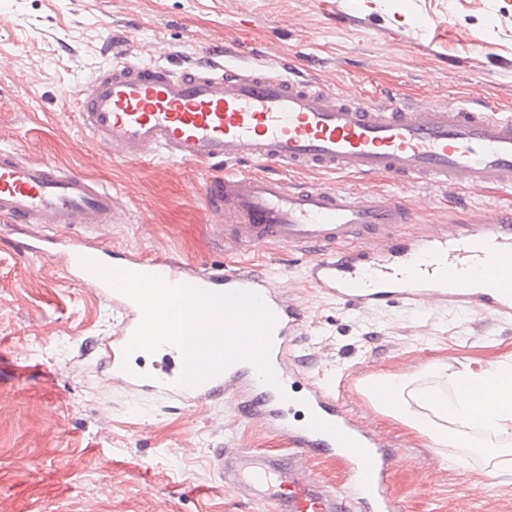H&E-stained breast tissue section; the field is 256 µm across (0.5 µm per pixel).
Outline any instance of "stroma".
Segmentation results:
<instances>
[{
	"label": "stroma",
	"mask_w": 512,
	"mask_h": 512,
	"mask_svg": "<svg viewBox=\"0 0 512 512\" xmlns=\"http://www.w3.org/2000/svg\"><path fill=\"white\" fill-rule=\"evenodd\" d=\"M338 2L362 26L335 25L320 0H0V147L116 192L130 218L106 228L112 248L287 272L285 291L304 313L290 355L307 360L313 381L334 389L393 452L389 483L400 512H512V475L466 448V466L449 465L359 391L369 375L412 374L437 359L512 365V317L408 301L345 309L306 283L295 249L258 242L234 252L214 240L200 166L112 157L74 110L78 86L112 62L102 45L109 30L131 34L148 61L189 65L235 40L267 65L296 61L329 89L365 100L487 96L512 108V67L501 64L512 59V0ZM297 179L402 195L417 209L401 228L407 236L512 206V189L466 194L462 207L417 181L316 172ZM15 237L0 221V512H265L220 488L214 451L285 455L287 437L244 421L231 395L159 403L105 383L89 347L111 335V304L50 259L17 253Z\"/></svg>",
	"instance_id": "obj_1"
}]
</instances>
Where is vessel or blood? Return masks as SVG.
<instances>
[{"label": "vessel or blood", "instance_id": "b4317fda", "mask_svg": "<svg viewBox=\"0 0 512 512\" xmlns=\"http://www.w3.org/2000/svg\"><path fill=\"white\" fill-rule=\"evenodd\" d=\"M76 110L91 140L124 161L163 154L203 167L215 239L234 251L259 241L301 249L306 282L343 306L437 298L470 303L500 318L512 315L511 211L406 238L399 230L410 223L414 206L404 197L359 195L332 183L289 178L315 170L361 178L385 174L456 191L512 188V109L466 99L407 104L387 96L370 104L297 75L289 62L272 70L260 60L222 64L206 58L179 68L124 52L80 85ZM245 162L259 165V172H242ZM125 211L122 199L100 183L0 147V219L19 233L18 249L49 256L122 316L116 332L94 345L103 376L160 402L204 403L231 394L245 417L278 425L293 447L288 457L222 448L215 454L221 484L267 504L269 512H398L388 483L389 452L337 403L332 389L307 382L289 403L247 363L197 387L178 388L182 356L172 346L158 350L150 377L123 370L122 349L140 310L85 270L81 257L172 284L259 293L277 318L275 375L282 382L306 376L285 363L303 314L265 273L199 268L169 252L134 256L81 236L58 241L50 252L42 247L39 225L95 231L120 223ZM365 237L375 239L374 252L353 249ZM313 454L350 468L346 491L329 490L312 477L305 461Z\"/></svg>", "mask_w": 512, "mask_h": 512}]
</instances>
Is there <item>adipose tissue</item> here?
Masks as SVG:
<instances>
[{
	"label": "adipose tissue",
	"instance_id": "1",
	"mask_svg": "<svg viewBox=\"0 0 512 512\" xmlns=\"http://www.w3.org/2000/svg\"><path fill=\"white\" fill-rule=\"evenodd\" d=\"M375 384L390 393L387 402H375L378 413L425 436L449 463H459L460 449L470 448L512 471L511 365L453 369L436 360L411 375H373L363 394Z\"/></svg>",
	"mask_w": 512,
	"mask_h": 512
}]
</instances>
